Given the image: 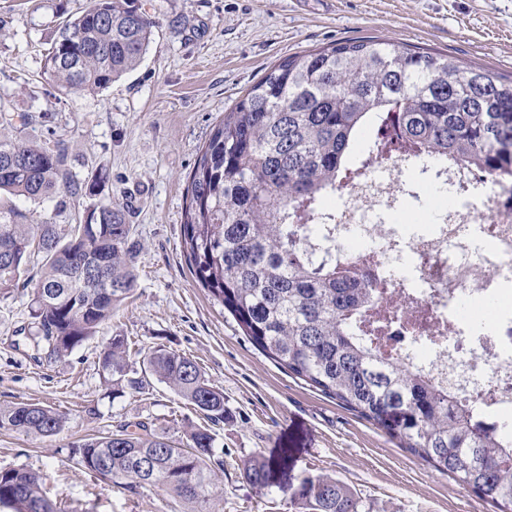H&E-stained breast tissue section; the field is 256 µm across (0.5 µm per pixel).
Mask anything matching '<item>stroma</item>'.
I'll return each instance as SVG.
<instances>
[{"label":"stroma","mask_w":512,"mask_h":512,"mask_svg":"<svg viewBox=\"0 0 512 512\" xmlns=\"http://www.w3.org/2000/svg\"><path fill=\"white\" fill-rule=\"evenodd\" d=\"M89 0H0V139L25 128L33 142L65 140L77 178L106 172L102 196L127 207L138 251L133 295L71 354L47 359L30 339L29 288L0 294V406L51 407L61 433L39 438L0 430V468L43 474L62 512H184L153 488L129 490L91 477L69 458L72 444L143 422L179 439L203 413L168 386L117 391L100 353L116 335L129 365L162 345L193 358L224 393L227 417L210 426L224 459L216 512H296L304 477L349 487L362 512H494L452 476L437 472L385 429L344 408L262 354L191 274L183 251L186 178L214 126L283 58L364 39L397 42L512 75V0H133L153 23L139 66L98 93H66L43 75L44 55L66 18ZM32 116L23 124V116ZM396 220L425 224L448 197L422 176L405 186ZM19 208L50 219L68 239L83 207L66 193ZM208 425V424H207ZM273 460L268 484L244 463Z\"/></svg>","instance_id":"stroma-1"}]
</instances>
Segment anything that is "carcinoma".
<instances>
[{
	"label": "carcinoma",
	"mask_w": 512,
	"mask_h": 512,
	"mask_svg": "<svg viewBox=\"0 0 512 512\" xmlns=\"http://www.w3.org/2000/svg\"><path fill=\"white\" fill-rule=\"evenodd\" d=\"M153 21L131 0H90L63 21L44 58L43 75L67 93H95L135 69L147 53ZM385 125L408 149L450 155L488 172L512 175V78L402 44L348 40L275 64L224 113L187 177L183 245L196 281L221 303L265 356L344 407L386 429L435 470L453 476L499 512H512V447L486 429L474 408L400 362H383L357 330L375 292L333 257L314 260L303 224L336 188L367 127ZM107 179L80 181L67 147L25 135L0 139V194L29 200L61 191L98 195ZM137 243L126 210L106 200L85 207L61 242L54 224L15 205L0 206V291L14 288L36 260L32 291L34 347L47 357L72 352L112 317L136 287ZM129 345L104 347V371L121 389L149 382L129 368ZM151 375L214 425L224 422V393L197 362L158 345L145 356ZM62 414L37 403L0 407V429L49 438ZM214 435L195 427L186 441L128 423L71 447L70 458L96 478L157 487L212 512L220 492L211 467ZM257 456L244 474L270 478ZM292 499L303 512H359L336 479L307 476ZM11 512H60L42 476L0 470V504Z\"/></svg>",
	"instance_id": "1"
}]
</instances>
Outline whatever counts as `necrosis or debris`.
Segmentation results:
<instances>
[{
	"mask_svg": "<svg viewBox=\"0 0 512 512\" xmlns=\"http://www.w3.org/2000/svg\"><path fill=\"white\" fill-rule=\"evenodd\" d=\"M403 169L452 195L433 223H395ZM335 199L331 240L316 221L307 236L314 247L328 242L376 292L363 329L379 358L409 363L463 403L511 410L512 349L459 310L490 300L494 321L512 320V176L423 152H388L337 182Z\"/></svg>",
	"mask_w": 512,
	"mask_h": 512,
	"instance_id": "necrosis-or-debris-1",
	"label": "necrosis or debris"
}]
</instances>
